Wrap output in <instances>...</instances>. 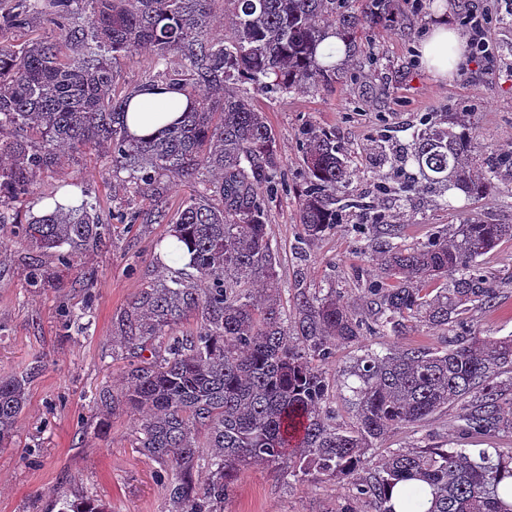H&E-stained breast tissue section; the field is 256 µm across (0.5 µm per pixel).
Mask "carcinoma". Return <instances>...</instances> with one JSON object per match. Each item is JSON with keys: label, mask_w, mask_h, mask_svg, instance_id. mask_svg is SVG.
I'll return each instance as SVG.
<instances>
[{"label": "carcinoma", "mask_w": 512, "mask_h": 512, "mask_svg": "<svg viewBox=\"0 0 512 512\" xmlns=\"http://www.w3.org/2000/svg\"><path fill=\"white\" fill-rule=\"evenodd\" d=\"M0 0V224L20 243L70 268L104 246L107 228L83 200L22 224L13 203L33 194L63 148L109 160L112 180L138 202L121 214L128 224H167L184 242L193 274L148 283L125 324L136 363L112 405L141 414L134 448L172 472L165 483L171 512H224L244 467L284 466L305 481L342 479L354 494L393 512L388 495L410 483L405 508L426 512H512L498 490L512 477V455L499 449L397 448L371 471L365 455L391 430L460 407L459 434H512V336L490 339L468 328L477 305L495 304L494 279L476 259L512 238V224L466 221L449 236L406 248L396 224L376 212L371 196L343 194L353 170L330 131H301L307 181L299 195L305 239L336 229L357 210L381 280L369 284L370 318L336 289H301L293 316L283 313L277 259L267 231L280 158L265 115L244 96L249 84L281 98L340 79L319 60L328 32L358 45L363 26L397 22L396 0ZM89 10L87 23L76 15ZM46 17L53 35L12 43L5 35ZM152 56L145 83L176 85L190 108L158 136L135 139L125 124L138 87L118 89L112 61ZM379 189L405 198L420 174L429 185L469 196L512 177V155L485 166L476 146L426 116L411 141L384 135L375 143ZM197 179L176 212L167 190L176 178ZM445 286L434 292L430 286ZM200 320L187 326L190 317ZM416 320L452 332L448 348L397 349L365 355L354 375L356 424L344 428L326 407L333 387L325 365L336 346L366 336L403 335ZM27 401V377L0 374V447L12 443ZM208 474L197 481L200 462ZM57 512H108L90 496L59 503Z\"/></svg>", "instance_id": "1"}]
</instances>
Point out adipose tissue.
Listing matches in <instances>:
<instances>
[{
    "instance_id": "ef3b65f1",
    "label": "adipose tissue",
    "mask_w": 512,
    "mask_h": 512,
    "mask_svg": "<svg viewBox=\"0 0 512 512\" xmlns=\"http://www.w3.org/2000/svg\"><path fill=\"white\" fill-rule=\"evenodd\" d=\"M464 38L448 25L441 24L421 41L419 53L431 74L438 79L450 77L462 60ZM133 110L126 123L129 133L137 138L156 136L168 122L179 117L189 100L178 87L147 89L132 101Z\"/></svg>"
}]
</instances>
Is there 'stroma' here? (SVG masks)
<instances>
[{
  "instance_id": "obj_1",
  "label": "stroma",
  "mask_w": 512,
  "mask_h": 512,
  "mask_svg": "<svg viewBox=\"0 0 512 512\" xmlns=\"http://www.w3.org/2000/svg\"><path fill=\"white\" fill-rule=\"evenodd\" d=\"M410 13L406 33L364 30V61L347 57L344 73L331 88L274 98L249 90L250 104L263 112L281 161L277 198L268 232L277 253V286L285 313H293L296 283L310 289L335 288L359 313H367L364 284L380 272L363 238L348 224L323 237L303 242L298 191L304 178L298 135L314 126L335 133L354 171L350 194L372 186L373 146L380 131L407 143L420 115L441 120H466L477 144V161L512 149V22L502 19L500 0H484L493 20L490 36L497 50L492 73L470 64L467 75L435 79L421 59L424 34L447 19L456 24L463 0H434L428 14L414 17L409 0H398ZM63 183L88 191V199L110 223L104 249L78 258L71 268L19 244L9 224L0 226V372L27 377L29 397L19 416L10 447H0V512H47L58 500L78 495L100 499L109 512H169L160 482L164 468L137 453L132 443L138 416L131 410L101 403L102 395L119 392L131 360L124 347L122 322L140 288L168 277L179 265L167 262L165 224H121L113 214L125 208L124 191L112 188L100 161L81 152L66 156L61 166L44 175L38 193ZM379 208L400 227L398 241L408 247L427 243L439 232H452L463 221L512 224V178L496 190L470 197L454 189L416 188L407 200L380 199ZM497 279L494 307L473 309L469 321L478 335L512 336V239L500 242L477 260ZM46 267L52 277L31 286L33 266ZM81 314L80 323L69 321ZM447 331L413 323L402 336L372 337L338 345L329 363L336 387L330 407L338 424L353 425L355 388L351 373L357 359L413 345L443 350ZM458 407L427 421L390 431L366 453L374 467L390 451L437 443L453 447ZM374 502L355 498L337 480L298 482L283 470L253 464L240 474L224 512H376Z\"/></svg>"
}]
</instances>
